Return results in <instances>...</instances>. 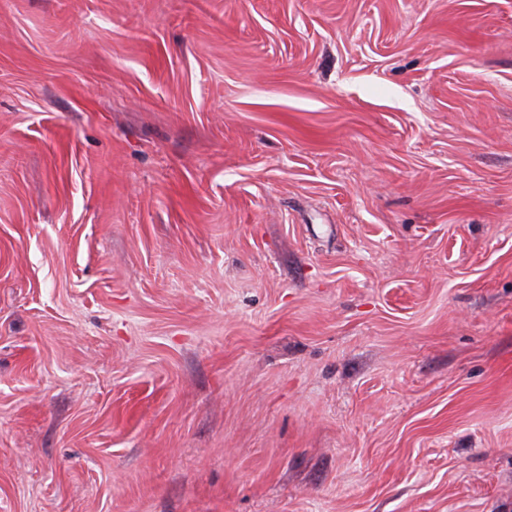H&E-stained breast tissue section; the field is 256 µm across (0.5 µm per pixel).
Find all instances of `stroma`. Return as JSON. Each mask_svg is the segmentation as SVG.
Returning a JSON list of instances; mask_svg holds the SVG:
<instances>
[{
  "mask_svg": "<svg viewBox=\"0 0 512 512\" xmlns=\"http://www.w3.org/2000/svg\"><path fill=\"white\" fill-rule=\"evenodd\" d=\"M0 512H512V0H0Z\"/></svg>",
  "mask_w": 512,
  "mask_h": 512,
  "instance_id": "obj_1",
  "label": "stroma"
}]
</instances>
